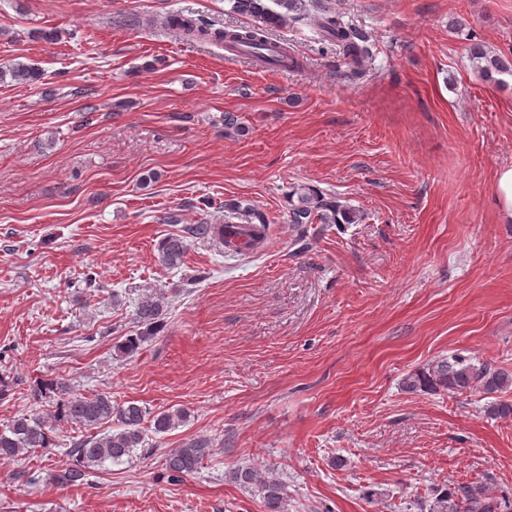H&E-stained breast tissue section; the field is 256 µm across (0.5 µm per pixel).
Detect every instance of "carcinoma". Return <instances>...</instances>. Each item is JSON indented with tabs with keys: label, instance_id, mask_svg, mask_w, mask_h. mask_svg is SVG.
I'll return each mask as SVG.
<instances>
[{
	"label": "carcinoma",
	"instance_id": "cac0c4a2",
	"mask_svg": "<svg viewBox=\"0 0 512 512\" xmlns=\"http://www.w3.org/2000/svg\"><path fill=\"white\" fill-rule=\"evenodd\" d=\"M230 11L252 20L247 26L215 29L200 20L174 15L169 28L179 38L188 42H216L236 48L249 59H264V51L274 45L270 35L277 28L289 23H299L309 18L313 0H229ZM316 27L321 39L339 48L348 60L350 77L361 74L363 62L371 56L368 38L357 28L343 21L342 16L326 6L320 7ZM474 70L483 80L503 82L501 76L512 77V55L497 53L475 43L470 47ZM19 82H37L42 71L33 64L15 63L0 69V81L6 77ZM288 222L293 224L297 236L306 237L309 224H353L357 215L342 209L317 189L301 185L288 195ZM224 244V225L189 224L181 234H170L158 245L159 261L167 268L183 264L188 251V240ZM163 315L162 297L158 293L140 296L135 308V322L144 328L136 336L125 338L118 349L133 356L141 342L154 335ZM409 392L453 393L479 389L485 394H495L512 387V371L492 367L486 363L474 364L471 360L453 356L443 358L427 368L409 373L404 379ZM59 394L53 417L71 422L90 434L72 443L71 462L54 471L51 480L60 486H80L89 474L106 461L121 463L143 447L148 433H168L187 421L183 409L167 410L153 416L135 401L112 403L106 392L85 395L61 381H40L36 384L38 396L46 391ZM485 415L495 419L512 417V401L495 399L484 407ZM105 432H100V429ZM54 446V436L45 420L40 417L20 415L11 419L0 430V461H13L37 449ZM212 454V441L198 436L168 451L165 470L171 480L180 481L196 472L202 461ZM231 479L239 486L257 492L265 512H285L288 502V485L279 477L255 467L240 466L232 471ZM504 500L494 496L484 484H465L453 488H438L428 512H503Z\"/></svg>",
	"mask_w": 512,
	"mask_h": 512
}]
</instances>
